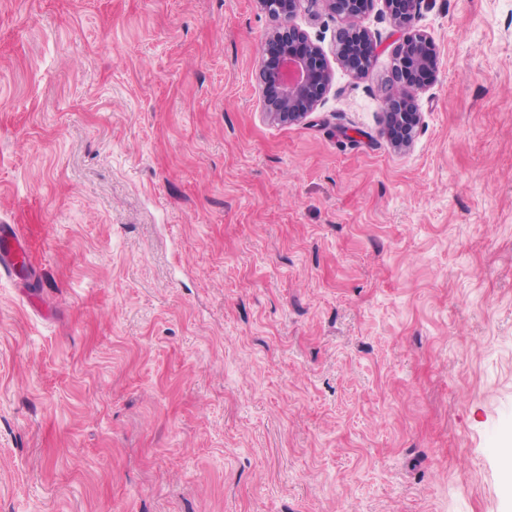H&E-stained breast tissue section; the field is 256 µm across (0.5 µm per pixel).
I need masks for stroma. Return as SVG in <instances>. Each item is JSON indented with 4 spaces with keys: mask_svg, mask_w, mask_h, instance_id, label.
Wrapping results in <instances>:
<instances>
[{
    "mask_svg": "<svg viewBox=\"0 0 512 512\" xmlns=\"http://www.w3.org/2000/svg\"><path fill=\"white\" fill-rule=\"evenodd\" d=\"M263 116L256 0H0V512H512V0H432ZM385 14L405 38L394 48L396 88L386 100V129L396 147H409L421 126L418 98L439 71V54L433 39L418 28L427 0H382ZM401 112H397V111ZM407 110L409 112H402ZM349 36L355 41L356 46L349 55H345L341 48L338 50V57L342 64L353 74L363 76L367 72L373 58L376 42L370 32L362 27L352 26ZM40 237L31 231L26 224L0 225V276L9 273L13 277L19 275L27 266L21 262L32 257L38 250Z\"/></svg>",
    "mask_w": 512,
    "mask_h": 512,
    "instance_id": "35a3bbf8",
    "label": "stroma"
}]
</instances>
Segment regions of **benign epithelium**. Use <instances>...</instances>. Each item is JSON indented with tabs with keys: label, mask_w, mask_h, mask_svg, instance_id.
<instances>
[{
	"label": "benign epithelium",
	"mask_w": 512,
	"mask_h": 512,
	"mask_svg": "<svg viewBox=\"0 0 512 512\" xmlns=\"http://www.w3.org/2000/svg\"><path fill=\"white\" fill-rule=\"evenodd\" d=\"M321 1L332 13L355 21L371 9L375 0ZM303 0H256L262 11L276 21L260 51L263 114L280 124L304 121L320 106L331 83V72L321 47L304 30L293 24ZM385 14L407 31L394 48L396 88L386 100V129L397 147L412 144L421 126L418 98L439 71V54L433 39L418 28L422 10L429 0H382ZM355 41L351 54L338 52L342 64L363 76L373 58L376 42L370 32L353 26Z\"/></svg>",
	"instance_id": "obj_1"
}]
</instances>
